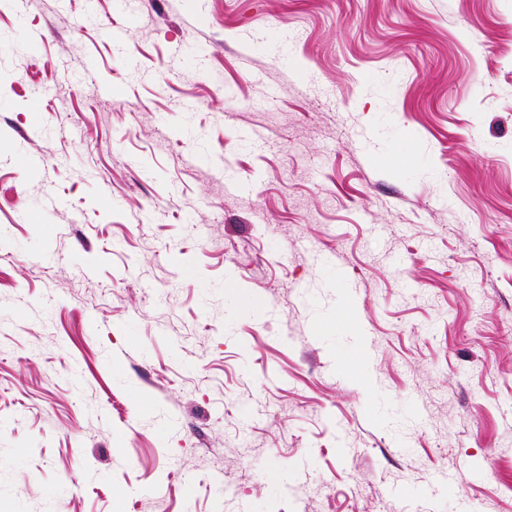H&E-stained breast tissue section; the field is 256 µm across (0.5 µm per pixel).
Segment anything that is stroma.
<instances>
[{"instance_id":"obj_1","label":"stroma","mask_w":512,"mask_h":512,"mask_svg":"<svg viewBox=\"0 0 512 512\" xmlns=\"http://www.w3.org/2000/svg\"><path fill=\"white\" fill-rule=\"evenodd\" d=\"M0 512H512V0H0Z\"/></svg>"}]
</instances>
